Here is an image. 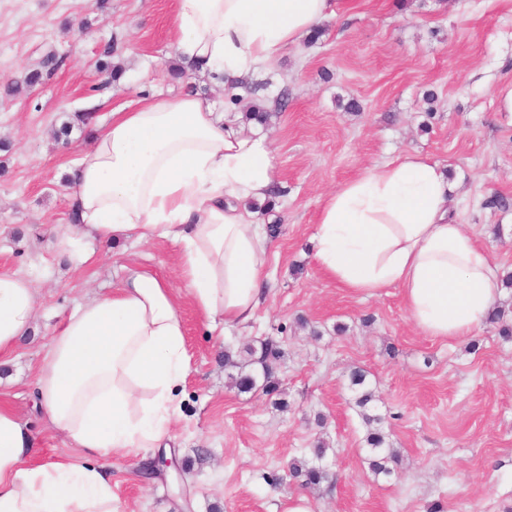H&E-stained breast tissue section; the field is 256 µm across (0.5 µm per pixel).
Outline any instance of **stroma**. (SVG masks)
Instances as JSON below:
<instances>
[{
	"label": "stroma",
	"mask_w": 512,
	"mask_h": 512,
	"mask_svg": "<svg viewBox=\"0 0 512 512\" xmlns=\"http://www.w3.org/2000/svg\"><path fill=\"white\" fill-rule=\"evenodd\" d=\"M172 0H0V269L32 279L35 324L0 356V398L42 440L48 464L78 449L44 427L34 392L52 335L73 306L108 293L143 268L182 287L178 249L167 241L94 236L61 244L72 191L63 185L87 143L53 132L68 115L112 109L169 83L174 62ZM338 19L319 39L288 48L253 78L276 148L277 194L258 216L279 227L268 261L271 290L250 328L217 337L190 301H181L189 371L177 389L173 453L181 477L142 473L143 451L114 456L117 512H285L305 497L311 512H504L512 507V340L485 326L479 351L442 341L412 324L401 291L364 297L324 277L313 234L326 196L361 169L402 154L437 162L458 182L451 211L479 232L482 247L512 271V113L496 93L512 84V0H338ZM90 31L79 32L82 20ZM117 42L124 70L104 85L100 51ZM49 54L64 66L19 94ZM102 85L100 94L88 89ZM285 107H277L280 96ZM357 102L359 112L347 111ZM509 208H489L492 195ZM344 333H337V324ZM271 337L284 356L278 379L289 407L230 386L224 352ZM367 371L373 412L400 458L392 476L374 475L366 426L347 388L352 368ZM329 450L328 480L301 491L288 476L296 458Z\"/></svg>",
	"instance_id": "obj_1"
}]
</instances>
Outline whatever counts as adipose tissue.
Listing matches in <instances>:
<instances>
[{
	"label": "adipose tissue",
	"instance_id": "ef3b65f1",
	"mask_svg": "<svg viewBox=\"0 0 512 512\" xmlns=\"http://www.w3.org/2000/svg\"><path fill=\"white\" fill-rule=\"evenodd\" d=\"M335 0H174L177 60L193 75L245 79L272 66L326 19ZM75 161L73 234L179 246L176 292L134 270L74 307L55 331L35 381L48 427L89 461L32 464L39 441L0 404V512H117L112 457L165 447L176 389L189 366L179 298L212 329L244 328L268 293L269 237L246 204L271 194L275 149L192 93L118 107L90 127ZM455 184L416 155L362 169L329 194L314 239L317 267L353 293L400 289L411 321L448 341L473 335L497 307L503 274L450 216ZM37 291L0 270V354L26 336Z\"/></svg>",
	"mask_w": 512,
	"mask_h": 512
}]
</instances>
